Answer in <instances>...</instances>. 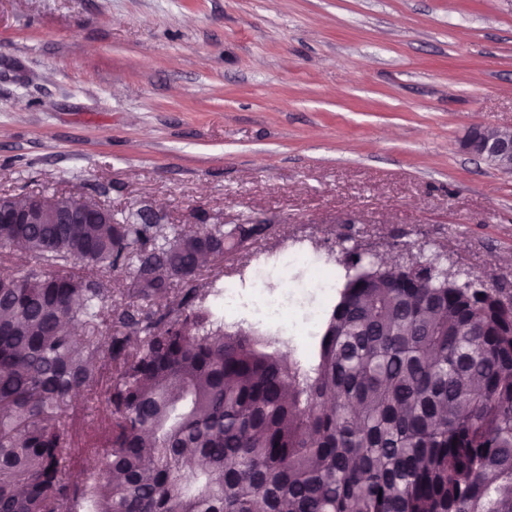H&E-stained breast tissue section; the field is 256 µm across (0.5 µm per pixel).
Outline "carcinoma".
Instances as JSON below:
<instances>
[{"instance_id": "obj_1", "label": "carcinoma", "mask_w": 512, "mask_h": 512, "mask_svg": "<svg viewBox=\"0 0 512 512\" xmlns=\"http://www.w3.org/2000/svg\"><path fill=\"white\" fill-rule=\"evenodd\" d=\"M97 208L0 223L30 261L0 274V512H512V288L349 251L304 366L198 284L267 225ZM114 272L141 303H109ZM107 372L78 481L72 417Z\"/></svg>"}]
</instances>
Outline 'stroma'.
<instances>
[{"label":"stroma","mask_w":512,"mask_h":512,"mask_svg":"<svg viewBox=\"0 0 512 512\" xmlns=\"http://www.w3.org/2000/svg\"><path fill=\"white\" fill-rule=\"evenodd\" d=\"M512 0H0V196L264 224L206 272L303 241L512 281ZM286 299L297 358L311 304ZM464 152L483 158L506 172H512V131L474 130L461 142Z\"/></svg>","instance_id":"35a3bbf8"}]
</instances>
